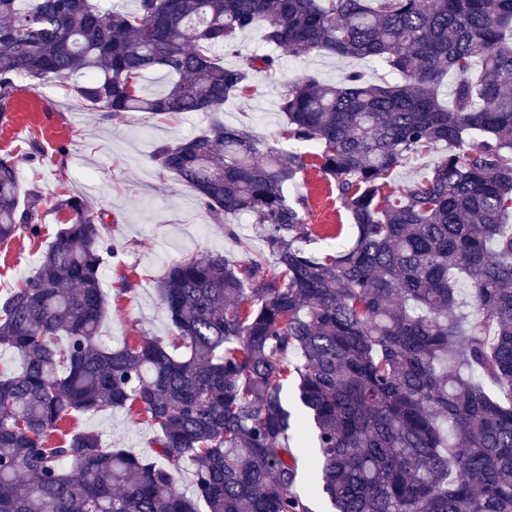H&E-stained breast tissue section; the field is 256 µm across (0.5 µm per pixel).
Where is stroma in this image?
<instances>
[{"label":"stroma","mask_w":512,"mask_h":512,"mask_svg":"<svg viewBox=\"0 0 512 512\" xmlns=\"http://www.w3.org/2000/svg\"><path fill=\"white\" fill-rule=\"evenodd\" d=\"M349 70L360 71L373 82L387 74L384 66L367 59L287 57L280 74L256 75L252 92L229 98L222 112L170 117L126 112L117 118L77 99L72 80L49 79L36 87L26 79L17 80L15 107L0 123V152L19 150L31 139L40 145L37 160L22 159L18 166L22 190L36 191L45 200L43 241L33 244L21 237L0 250V298L38 267L45 242L53 239L58 224L66 222L67 213L54 208L59 196L80 195L94 213L103 214V232L118 247L102 267L108 301L103 343L119 347L137 336H167L157 281L169 264L187 255L221 253L232 261L253 257L265 262L270 255L248 221L216 223L190 185L160 171L151 158L154 149L196 134L215 119L252 126L261 145L288 149V141L278 133L283 125L279 103L289 81L308 74L335 81ZM287 190L290 196L307 197L308 221L317 230L349 224L334 185L318 169H309ZM229 226L234 235L226 234ZM74 426L97 432L103 447L123 448L143 458L154 455L156 430L143 416L117 408L79 415Z\"/></svg>","instance_id":"1"}]
</instances>
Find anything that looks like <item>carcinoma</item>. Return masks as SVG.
Instances as JSON below:
<instances>
[{"mask_svg":"<svg viewBox=\"0 0 512 512\" xmlns=\"http://www.w3.org/2000/svg\"><path fill=\"white\" fill-rule=\"evenodd\" d=\"M254 27L269 50L243 55ZM319 53L400 81H294L280 136L312 153L219 121L154 150L274 257L169 265L171 335L102 345L112 245L83 197L58 200L69 219L0 300V348L22 361L0 369V512H512V0H0V120L19 78L81 75L91 106L162 117L219 112L282 57ZM157 68L169 85L149 94ZM427 153L429 174L392 185ZM313 157L352 228L318 253L285 192ZM42 204L1 154L0 245L40 240ZM113 408L145 415L155 458L67 429Z\"/></svg>","mask_w":512,"mask_h":512,"instance_id":"1","label":"carcinoma"}]
</instances>
